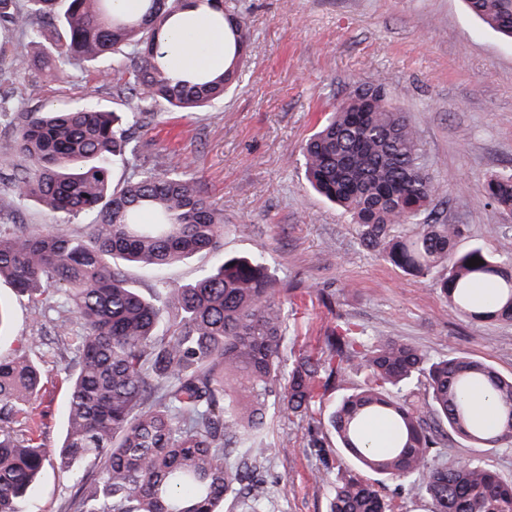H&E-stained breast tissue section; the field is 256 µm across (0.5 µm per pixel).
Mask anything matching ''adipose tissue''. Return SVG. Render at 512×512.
<instances>
[{
  "mask_svg": "<svg viewBox=\"0 0 512 512\" xmlns=\"http://www.w3.org/2000/svg\"><path fill=\"white\" fill-rule=\"evenodd\" d=\"M213 16V11L202 0L187 9L184 22L173 28L170 40L161 47L173 70L187 66L209 69L224 62V29L214 24Z\"/></svg>",
  "mask_w": 512,
  "mask_h": 512,
  "instance_id": "1",
  "label": "adipose tissue"
}]
</instances>
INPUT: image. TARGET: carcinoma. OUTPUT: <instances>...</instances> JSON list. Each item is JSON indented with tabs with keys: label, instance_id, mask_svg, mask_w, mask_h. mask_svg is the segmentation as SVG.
<instances>
[{
	"label": "carcinoma",
	"instance_id": "obj_1",
	"mask_svg": "<svg viewBox=\"0 0 512 512\" xmlns=\"http://www.w3.org/2000/svg\"><path fill=\"white\" fill-rule=\"evenodd\" d=\"M60 2L0 0V27L39 49L16 54L11 67L55 79L110 54L114 69L127 75L115 92L133 111L21 109L10 152L0 155L16 196L52 213L91 216L86 234L68 224L47 232L20 224L0 233V279L35 307L59 298L71 315L56 324L69 382L60 447H45L28 418L44 384L40 367L24 351L0 358V512H26L49 461L77 485L66 512H224L239 500L264 512L257 454L245 449L248 462L237 447L261 427L268 407L306 412L317 389L351 361L368 371L369 383L328 417L355 467L332 487L327 512H388L362 471L398 483L418 477L433 512H512V481L476 460L429 465L432 449L450 433L479 448L512 443V376L468 355L432 361L391 336L367 344L353 326L338 323L323 337L330 362L302 355L283 378L280 289L262 263L224 255V211L204 195L190 165L112 185L111 165L139 151L128 122L147 119L161 103L201 111L236 83L248 32L224 0L207 2L227 31L230 58L186 76L162 61L160 47L191 0H142L137 15L114 0H66L62 10ZM467 4L486 26L512 37V0ZM303 157L311 187L339 205L389 263L420 278L446 266L439 288L453 316L512 321V247L456 249L463 225L445 224L429 210L438 186L424 169L414 129L381 84L350 93ZM483 195L512 213V173L491 177ZM202 252L214 254L215 264L166 289L162 303L126 280L128 265L162 270ZM474 257L480 263L471 267ZM420 374L429 388L426 406L403 394ZM476 384L496 399L501 424L492 435L473 417L467 394ZM373 421L386 425L388 438L371 452L365 427Z\"/></svg>",
	"mask_w": 512,
	"mask_h": 512
}]
</instances>
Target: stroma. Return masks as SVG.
Wrapping results in <instances>:
<instances>
[{"label":"stroma","mask_w":512,"mask_h":512,"mask_svg":"<svg viewBox=\"0 0 512 512\" xmlns=\"http://www.w3.org/2000/svg\"><path fill=\"white\" fill-rule=\"evenodd\" d=\"M246 24L250 48L240 81L223 102L202 112L153 109L131 127L140 153L113 168L114 183L153 169L190 165L209 200L224 210V251L258 258L282 287L286 311L283 358L326 356L323 338L337 321L369 336H392L431 359L466 353L512 374V322L461 320L448 312L437 283L410 275L361 245L356 225L314 194L300 149L356 87L382 81L389 102L414 127L439 193L431 202L442 222L461 224L457 250L479 243L494 250L512 241V215L484 198L492 176L512 172V41L486 27L464 0H228ZM18 32L0 29V92L24 110L97 105L127 112L113 85L111 57L73 67L56 79L14 72L13 55L28 50ZM0 168V226L45 231L68 224L86 231L85 214H50L8 193ZM11 321L0 356L26 348L52 326L57 309L36 308L0 282ZM45 384L30 410L52 448L66 429L67 387L59 350L31 353ZM367 380L346 365L340 382L321 390L303 415L269 414L250 445L264 451L266 512H327L332 486L351 462L336 446L327 418L338 401ZM480 461L512 480V445L475 448L457 436L436 449L433 464ZM372 481L389 512H432L410 483ZM75 489L55 465L44 467L33 512H65Z\"/></svg>","instance_id":"obj_1"}]
</instances>
